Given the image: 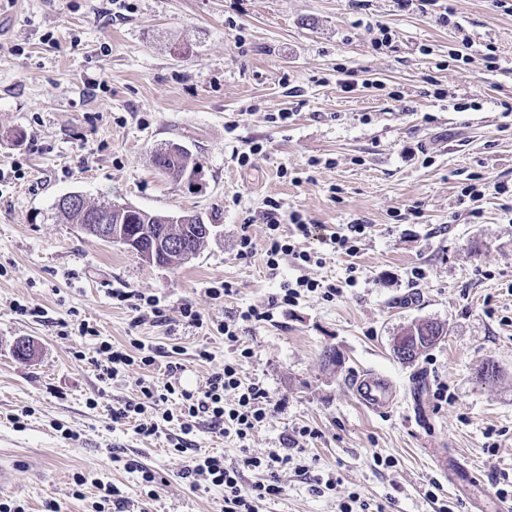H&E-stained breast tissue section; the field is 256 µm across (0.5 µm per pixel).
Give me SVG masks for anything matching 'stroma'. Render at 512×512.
<instances>
[{
  "instance_id": "35a3bbf8",
  "label": "stroma",
  "mask_w": 512,
  "mask_h": 512,
  "mask_svg": "<svg viewBox=\"0 0 512 512\" xmlns=\"http://www.w3.org/2000/svg\"><path fill=\"white\" fill-rule=\"evenodd\" d=\"M455 18L475 47L491 43L497 71L449 58L454 31L437 11L399 10L396 0H9L0 28V169L20 164L25 179L0 180V466L13 483L0 502L44 512H95L93 480L112 482L129 512H221L224 490L191 487L181 471L179 430L145 439L113 426V407L135 397L140 377L165 382L166 358L99 380L76 351L93 347L86 321L114 344L138 336L182 348L176 381L194 391L226 361L271 397L267 420L247 443L200 422L190 447L239 462L243 453L282 451L293 430L315 429L302 456L311 476L281 471L283 493L259 512H336L357 492L383 512H437L425 496L437 483L457 512H497L495 478L512 471V211L508 196L461 194L476 175L512 188V13L492 0H454ZM387 24L391 50L372 49L369 28ZM352 71L355 90L337 84ZM378 80L382 89L363 83ZM445 89L439 99L435 88ZM400 100H392V93ZM474 101L459 112L457 101ZM290 113L288 123L269 114ZM186 146L200 164L193 181L161 174L153 157ZM262 144L254 152V144ZM249 154L248 165L238 163ZM161 213L217 215L199 255L183 265L146 264L119 243L86 236L56 203L68 193ZM314 224L305 249L322 265L290 259L271 275L262 256H237L241 231L264 245L268 200ZM479 216H472V209ZM358 222L367 231L356 256L333 252L331 232ZM422 279H414V269ZM307 274L355 287L328 301L307 293L272 305L280 283ZM224 282L218 300L205 290ZM155 295L162 320L134 325V311L111 293ZM50 319L18 315L16 303ZM193 304L208 321L272 306L271 321L247 323L237 348L218 335L183 328ZM72 328L60 335L56 318ZM440 322L442 341L414 363L391 340L412 323ZM31 352L16 353L19 341ZM207 348L210 360L196 356ZM335 350L338 360L325 364ZM495 364L498 377L482 372ZM362 370L389 378V415L362 406L349 380ZM447 384L451 402L434 391ZM77 432L64 438L63 429ZM496 453L484 450L487 439ZM445 449L479 475L482 491L445 478L430 451ZM392 468L377 467L375 456ZM154 471L155 494L141 492L124 461ZM336 473V490L318 494L314 476ZM85 476L77 485L76 476Z\"/></svg>"
}]
</instances>
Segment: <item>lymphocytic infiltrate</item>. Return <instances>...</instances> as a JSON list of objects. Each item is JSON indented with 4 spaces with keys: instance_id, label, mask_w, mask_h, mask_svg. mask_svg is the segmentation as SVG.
Listing matches in <instances>:
<instances>
[{
    "instance_id": "obj_1",
    "label": "lymphocytic infiltrate",
    "mask_w": 512,
    "mask_h": 512,
    "mask_svg": "<svg viewBox=\"0 0 512 512\" xmlns=\"http://www.w3.org/2000/svg\"><path fill=\"white\" fill-rule=\"evenodd\" d=\"M281 205L273 201L266 213L267 243L264 249L265 264L269 271H278L282 258H291L297 265L306 267L314 263L316 255L304 250L302 240L308 239L313 226L297 211L281 216ZM289 222L291 230L282 233V222ZM158 350L138 338L130 339L128 344L115 346L100 341L91 352L78 351L74 357L87 362L97 371L100 378L114 379L127 372L130 367L142 369L154 366ZM178 362L166 365L168 382L156 384L146 379H138V391L135 398L127 400L111 412L113 423L133 424L137 434L150 437L157 435L161 423L179 426L183 434H191L198 421H209L219 428L225 437L243 441L264 423L268 417L270 396L259 384H243L236 362H225L222 369L213 372L198 391L176 389L173 379L182 371ZM234 393L233 403H226V393ZM162 408L160 419H152L148 410ZM313 429L302 427L294 431L288 439L289 451L286 454L276 452L266 456L243 455L240 464L226 463L218 455L195 454L190 456L183 471L184 478L192 484L205 481L224 490V512H257V501L280 495L278 471L292 460L293 453L302 452L303 444L314 438ZM261 470L267 472V481L251 488H243V470Z\"/></svg>"
}]
</instances>
